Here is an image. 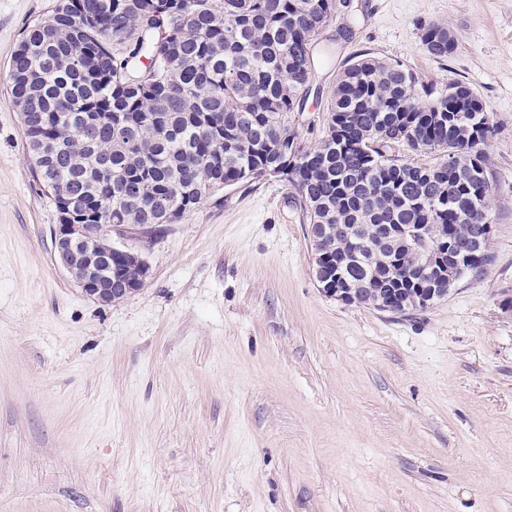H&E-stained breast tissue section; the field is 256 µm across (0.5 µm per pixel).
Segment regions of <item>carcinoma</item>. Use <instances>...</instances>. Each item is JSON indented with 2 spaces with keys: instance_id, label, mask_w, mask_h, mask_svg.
Masks as SVG:
<instances>
[{
  "instance_id": "1",
  "label": "carcinoma",
  "mask_w": 512,
  "mask_h": 512,
  "mask_svg": "<svg viewBox=\"0 0 512 512\" xmlns=\"http://www.w3.org/2000/svg\"><path fill=\"white\" fill-rule=\"evenodd\" d=\"M342 0H57L27 27L9 81L32 145L35 174L56 209L84 224H170L249 172L281 162L297 138L288 114L302 110L312 47ZM422 44L446 57L455 40L430 24ZM152 69L151 80L137 81ZM426 83L399 62L346 65L329 107L327 138L288 154L281 179L298 193L308 224H342L345 279L359 288L414 294L419 238L396 250L387 227L428 224L465 259L489 223L483 146L494 133L465 82ZM435 155L428 166L390 154V144Z\"/></svg>"
}]
</instances>
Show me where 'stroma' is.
Listing matches in <instances>:
<instances>
[{"label": "stroma", "instance_id": "stroma-1", "mask_svg": "<svg viewBox=\"0 0 512 512\" xmlns=\"http://www.w3.org/2000/svg\"><path fill=\"white\" fill-rule=\"evenodd\" d=\"M319 33L288 123L328 130L355 60L468 83L492 260L422 311L326 296L299 196L277 178L177 222L111 232L149 268L101 305L54 258L9 66L56 0H0V512H512V0H351ZM448 26L446 57L421 25Z\"/></svg>", "mask_w": 512, "mask_h": 512}]
</instances>
